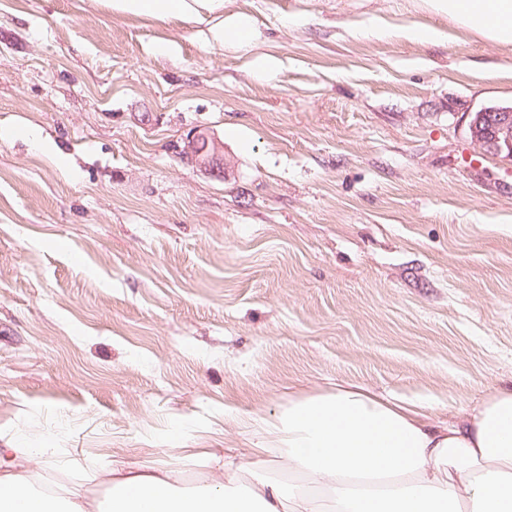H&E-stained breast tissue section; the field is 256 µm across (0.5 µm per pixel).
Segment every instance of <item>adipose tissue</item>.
<instances>
[{"label":"adipose tissue","instance_id":"ef3b65f1","mask_svg":"<svg viewBox=\"0 0 512 512\" xmlns=\"http://www.w3.org/2000/svg\"><path fill=\"white\" fill-rule=\"evenodd\" d=\"M109 11L162 19L218 10L223 0H97ZM461 30L512 45V0H422ZM251 466L223 482L181 488L173 469H107L105 504L75 482L44 493L16 448H0V512H512V385L486 395L456 423L435 424L358 385L294 393L285 409L255 420ZM283 449L305 486L272 474Z\"/></svg>","mask_w":512,"mask_h":512}]
</instances>
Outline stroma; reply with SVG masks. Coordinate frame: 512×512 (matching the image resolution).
<instances>
[{"label": "stroma", "mask_w": 512, "mask_h": 512, "mask_svg": "<svg viewBox=\"0 0 512 512\" xmlns=\"http://www.w3.org/2000/svg\"><path fill=\"white\" fill-rule=\"evenodd\" d=\"M139 18L0 0V447L40 477L253 459L247 418L358 384L454 422L512 380V161L470 138L512 104V47L414 0H224ZM276 60L268 77L256 58ZM194 129L224 175L171 147ZM67 249H59V242ZM212 37L215 42L223 44L230 42L238 46H244L253 40L254 30L250 19L246 15H223L213 26Z\"/></svg>", "instance_id": "obj_1"}]
</instances>
